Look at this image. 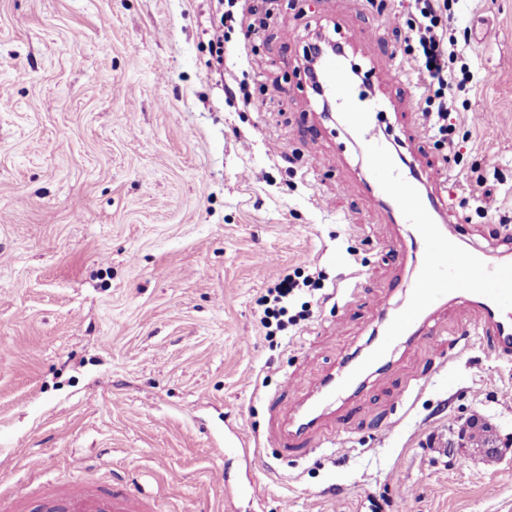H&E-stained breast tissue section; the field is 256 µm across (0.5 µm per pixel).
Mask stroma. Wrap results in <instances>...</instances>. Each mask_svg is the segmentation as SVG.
<instances>
[{"label":"stroma","instance_id":"stroma-1","mask_svg":"<svg viewBox=\"0 0 512 512\" xmlns=\"http://www.w3.org/2000/svg\"><path fill=\"white\" fill-rule=\"evenodd\" d=\"M408 6L261 0L247 41L243 0H0V488L35 505L46 482L89 476L154 512H512V358L451 303L447 335L399 347L308 456L270 438L285 374L310 396L372 348L420 261L305 83L316 32L359 58L407 160L453 170L460 246L512 233V0L448 22L472 72L448 142L412 69L393 80L361 55L371 34L390 53ZM241 84L256 108L226 95ZM287 273L309 280L290 314L310 316L270 336L260 300ZM470 419L496 453L460 438ZM230 428L256 448V488L228 502Z\"/></svg>","mask_w":512,"mask_h":512}]
</instances>
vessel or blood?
<instances>
[{"instance_id":"b4317fda","label":"vessel or blood","mask_w":512,"mask_h":512,"mask_svg":"<svg viewBox=\"0 0 512 512\" xmlns=\"http://www.w3.org/2000/svg\"><path fill=\"white\" fill-rule=\"evenodd\" d=\"M322 76L341 109L348 137L364 156L372 197L388 211L404 214L412 224L411 247L419 253L421 263L404 308L386 315L385 337L370 352L348 361L346 372L326 380L314 400L286 401L279 395L270 398L273 412L287 414L280 435L282 451L296 457L310 452L308 436L322 430L325 407L355 390L357 383L377 366L386 364L391 341L443 333L438 315L444 301H453L460 311L476 312L481 338L498 356L512 357V267L497 265L491 252L458 248L457 225L448 211V198L441 192L447 172L438 168L419 174L375 137L372 119L380 103L356 92L339 56L323 60ZM42 507L44 512L152 510L149 499L142 494L106 491L88 479L66 478L44 488Z\"/></svg>"}]
</instances>
